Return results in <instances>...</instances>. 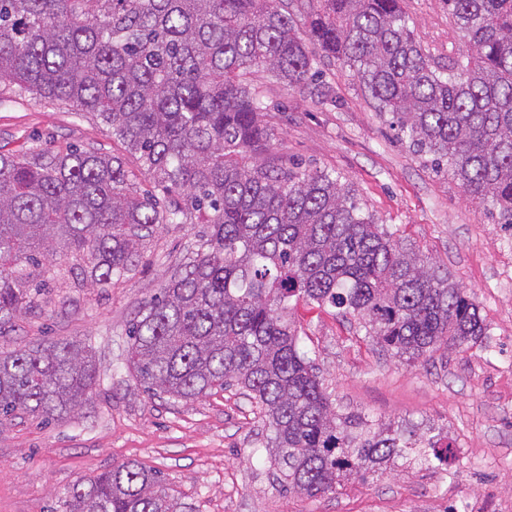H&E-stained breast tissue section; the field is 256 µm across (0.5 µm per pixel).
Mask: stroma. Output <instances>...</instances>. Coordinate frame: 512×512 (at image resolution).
<instances>
[{
	"instance_id": "obj_1",
	"label": "stroma",
	"mask_w": 512,
	"mask_h": 512,
	"mask_svg": "<svg viewBox=\"0 0 512 512\" xmlns=\"http://www.w3.org/2000/svg\"><path fill=\"white\" fill-rule=\"evenodd\" d=\"M416 39L447 65L461 50L443 0H403ZM283 163L341 175L380 224L470 289L488 334L468 349L406 363L376 350L334 308L299 304V346L320 368L334 407L449 446L444 464L409 450L384 471L310 498L288 490L255 402L237 389L193 401L152 398L129 372L125 330L204 227L168 224L137 266L101 288L59 289L22 314L0 347L91 345L99 383L74 416L0 423V512H69L77 480L128 460L161 472L179 512H512V229L471 203L446 169L401 143L349 68L316 85L264 83ZM123 152L73 107L0 85V146Z\"/></svg>"
}]
</instances>
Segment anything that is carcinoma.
<instances>
[{"mask_svg": "<svg viewBox=\"0 0 512 512\" xmlns=\"http://www.w3.org/2000/svg\"><path fill=\"white\" fill-rule=\"evenodd\" d=\"M464 50L448 68L400 0H0V84L90 113L127 158L97 149L0 152V335L51 281L107 285L164 224L208 231L128 330L126 366L152 396L237 387L271 432L280 481L310 497L409 447L332 408L298 346L292 302L330 306L408 361L486 336L473 293L377 223L329 171L273 153L262 74L290 90L353 69L420 157L512 228V0H444ZM54 263V275L43 268ZM95 353L57 341L0 352V422L73 413ZM425 463L448 459L431 438ZM71 512H177L136 461L69 491Z\"/></svg>", "mask_w": 512, "mask_h": 512, "instance_id": "1", "label": "carcinoma"}]
</instances>
